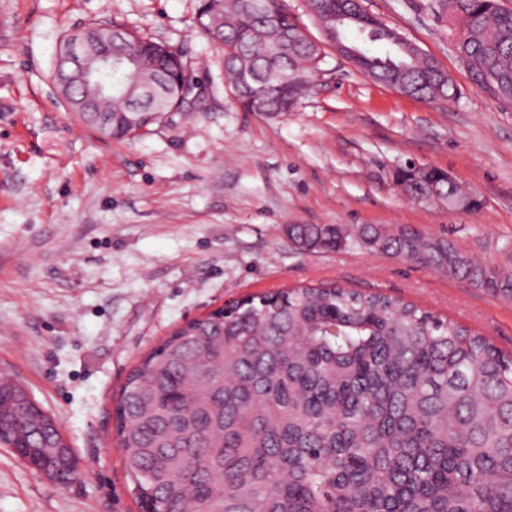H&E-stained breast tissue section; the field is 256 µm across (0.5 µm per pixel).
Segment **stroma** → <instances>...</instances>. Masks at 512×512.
<instances>
[{"instance_id": "stroma-1", "label": "stroma", "mask_w": 512, "mask_h": 512, "mask_svg": "<svg viewBox=\"0 0 512 512\" xmlns=\"http://www.w3.org/2000/svg\"><path fill=\"white\" fill-rule=\"evenodd\" d=\"M199 0H0V371L57 422L80 477L55 485L0 444V512H141L112 434L117 394L173 330L225 302L335 285L401 298L512 353V299L352 245L299 250L291 224L408 225L512 270V102L473 83L437 0H362L454 80L400 94L327 50L314 90L269 118L234 104ZM182 46L199 112L116 141L50 78L59 37L93 19ZM447 171L476 209L418 202L405 165Z\"/></svg>"}]
</instances>
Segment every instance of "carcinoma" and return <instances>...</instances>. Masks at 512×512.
<instances>
[{"label": "carcinoma", "mask_w": 512, "mask_h": 512, "mask_svg": "<svg viewBox=\"0 0 512 512\" xmlns=\"http://www.w3.org/2000/svg\"><path fill=\"white\" fill-rule=\"evenodd\" d=\"M200 0L198 31L219 48L235 102L275 118L315 88L325 57L286 0ZM456 51L472 80L512 100V9L498 0H449ZM326 39L364 44L357 68L402 94L449 102L452 77L360 0H307ZM94 19L62 34L51 71L68 79L65 43L92 38ZM110 95L74 90L112 129L104 137L148 135L169 118L178 88L191 81L185 54L119 24ZM147 87L146 111L131 116L129 88ZM395 181L413 200L453 207L458 184L444 171L405 167ZM312 252L356 240L418 261L477 288L512 298V271L477 263L452 241L403 225L290 224ZM113 431L132 492L161 512H512V356L451 319L382 294L294 288L243 299L224 314L178 328L128 375ZM39 430L0 443L41 470L57 463Z\"/></svg>", "instance_id": "obj_1"}]
</instances>
